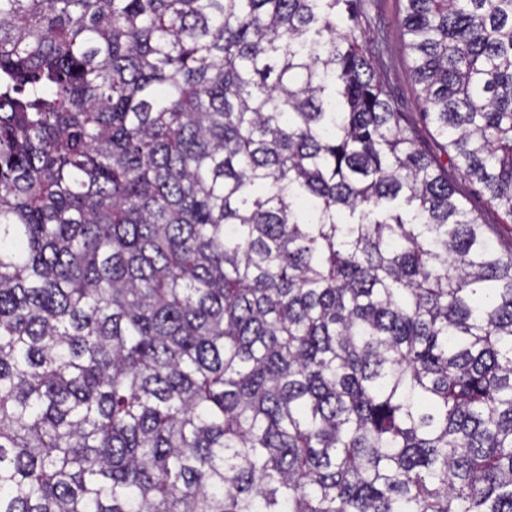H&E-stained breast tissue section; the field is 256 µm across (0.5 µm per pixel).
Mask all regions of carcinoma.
Here are the masks:
<instances>
[{"instance_id":"carcinoma-1","label":"carcinoma","mask_w":512,"mask_h":512,"mask_svg":"<svg viewBox=\"0 0 512 512\" xmlns=\"http://www.w3.org/2000/svg\"><path fill=\"white\" fill-rule=\"evenodd\" d=\"M0 0V512H512V0ZM370 9L372 16H380L383 22L379 40L381 50L374 55V66L377 72L391 87L392 97L399 107L409 112L415 122L418 139L429 150H435L436 133L432 123L423 120L420 115V103L416 87L410 75V60L403 48V29L401 26L399 0H377ZM448 175L456 185L458 191L457 197L467 209L472 210L488 224H504L503 234L506 237L511 236L512 224L506 221L503 222L501 211L491 206L487 202L486 196L477 192L478 187L469 183L456 172L449 170Z\"/></svg>"}]
</instances>
